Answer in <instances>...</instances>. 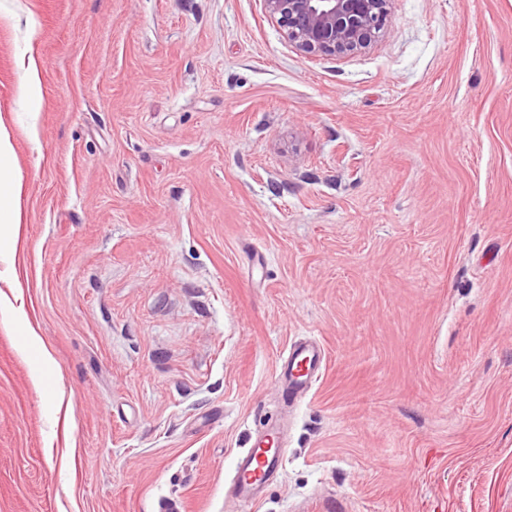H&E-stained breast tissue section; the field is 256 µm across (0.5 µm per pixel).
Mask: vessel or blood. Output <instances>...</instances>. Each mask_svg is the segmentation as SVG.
Wrapping results in <instances>:
<instances>
[{
  "label": "vessel or blood",
  "instance_id": "obj_1",
  "mask_svg": "<svg viewBox=\"0 0 512 512\" xmlns=\"http://www.w3.org/2000/svg\"><path fill=\"white\" fill-rule=\"evenodd\" d=\"M326 366V353L313 338L291 345L286 357L277 365L276 375L288 391L289 399H296L320 378ZM278 433L270 429L259 436L236 464V485L243 499L258 502L257 491L280 465Z\"/></svg>",
  "mask_w": 512,
  "mask_h": 512
}]
</instances>
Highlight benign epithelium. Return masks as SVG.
I'll return each mask as SVG.
<instances>
[{
  "label": "benign epithelium",
  "instance_id": "1",
  "mask_svg": "<svg viewBox=\"0 0 512 512\" xmlns=\"http://www.w3.org/2000/svg\"><path fill=\"white\" fill-rule=\"evenodd\" d=\"M265 12L309 56H348L382 36L395 0H262Z\"/></svg>",
  "mask_w": 512,
  "mask_h": 512
}]
</instances>
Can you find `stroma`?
I'll list each match as a JSON object with an SVG mask.
<instances>
[{"label":"stroma","mask_w":512,"mask_h":512,"mask_svg":"<svg viewBox=\"0 0 512 512\" xmlns=\"http://www.w3.org/2000/svg\"><path fill=\"white\" fill-rule=\"evenodd\" d=\"M0 124V512H512V0L345 57L260 0H0ZM11 147L0 131V246L13 240L12 227L19 224L20 214L15 206L14 175L9 162ZM325 366L324 348L315 338H309L291 345L287 356L277 364L276 375L293 401L320 378ZM278 432L267 430L259 436L236 464V485L243 499L252 503L260 500L257 491L280 465L281 451L277 447Z\"/></svg>","instance_id":"35a3bbf8"}]
</instances>
